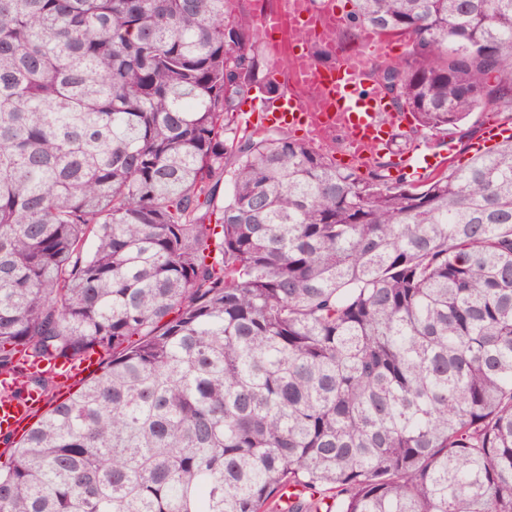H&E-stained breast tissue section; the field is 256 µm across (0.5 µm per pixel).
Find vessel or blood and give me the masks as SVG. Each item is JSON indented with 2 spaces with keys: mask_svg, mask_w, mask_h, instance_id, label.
Masks as SVG:
<instances>
[{
  "mask_svg": "<svg viewBox=\"0 0 512 512\" xmlns=\"http://www.w3.org/2000/svg\"><path fill=\"white\" fill-rule=\"evenodd\" d=\"M300 18V34L306 40L325 41V33L341 22L331 0L321 11L310 12L306 0H286L283 11L260 15L259 27L272 43H280L287 14ZM302 79L298 94L283 98L278 111L260 112L263 126L301 128L312 136L340 133L342 152L349 164L362 168L373 152H383L390 144L392 127L405 123L406 113L392 111L386 96L369 77L366 68L342 60L325 66L309 56L299 58ZM449 155L408 153L404 164L409 168L426 167L430 171L445 168ZM40 398L31 397L0 403V433L9 434L25 426Z\"/></svg>",
  "mask_w": 512,
  "mask_h": 512,
  "instance_id": "obj_1",
  "label": "vessel or blood"
}]
</instances>
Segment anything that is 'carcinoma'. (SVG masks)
<instances>
[{"mask_svg": "<svg viewBox=\"0 0 512 512\" xmlns=\"http://www.w3.org/2000/svg\"><path fill=\"white\" fill-rule=\"evenodd\" d=\"M232 2L0 0V401L104 356L0 512H512V135L419 188L240 137ZM355 2L408 142L512 123V0ZM386 40L388 41V47L382 53L377 52L376 49L367 44L370 46V48L366 49V51L368 52V57L370 58L371 63H376L383 60L398 62L404 60L407 57L410 47L406 39L395 37ZM499 112L501 111L494 106H487L486 108L480 109L469 116L466 122V127L474 125V128L477 130L475 139L472 142H477L482 138L484 130L488 125L496 124L498 126H504V114Z\"/></svg>", "mask_w": 512, "mask_h": 512, "instance_id": "1", "label": "carcinoma"}]
</instances>
